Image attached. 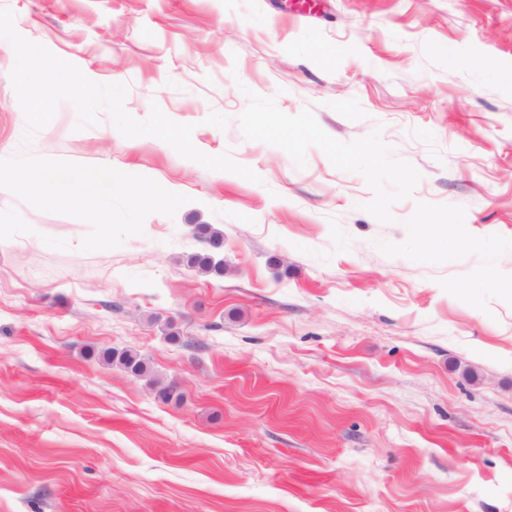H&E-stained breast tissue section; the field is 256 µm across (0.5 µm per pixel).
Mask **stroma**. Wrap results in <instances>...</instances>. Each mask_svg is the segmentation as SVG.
Returning <instances> with one entry per match:
<instances>
[{"label":"stroma","instance_id":"obj_1","mask_svg":"<svg viewBox=\"0 0 512 512\" xmlns=\"http://www.w3.org/2000/svg\"><path fill=\"white\" fill-rule=\"evenodd\" d=\"M0 7L260 177L67 102L25 141L0 51V169L115 177L0 182V512H512V0ZM21 173L52 203L102 207L106 199L98 187L106 183L112 190L111 169H93L74 178L60 170L40 168H25ZM197 236L203 239L204 246L198 251L186 255V265L192 270L215 278L224 275V263L220 264L214 259L215 253L208 249L212 243L224 244L223 236L219 232L211 231L206 225H199Z\"/></svg>","mask_w":512,"mask_h":512}]
</instances>
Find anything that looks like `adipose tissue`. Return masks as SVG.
Listing matches in <instances>:
<instances>
[{"label":"adipose tissue","instance_id":"ef3b65f1","mask_svg":"<svg viewBox=\"0 0 512 512\" xmlns=\"http://www.w3.org/2000/svg\"><path fill=\"white\" fill-rule=\"evenodd\" d=\"M22 174L49 202L99 207L104 206L105 199L98 188L113 179L108 169H93L76 177L59 170L40 168H26Z\"/></svg>","mask_w":512,"mask_h":512}]
</instances>
